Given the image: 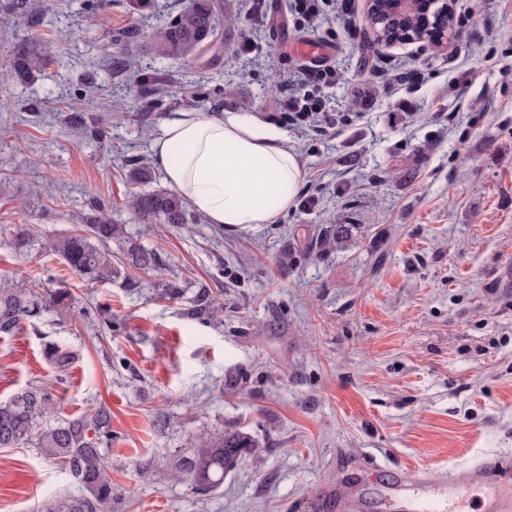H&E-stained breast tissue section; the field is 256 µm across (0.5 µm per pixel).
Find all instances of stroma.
<instances>
[{"instance_id":"35a3bbf8","label":"stroma","mask_w":512,"mask_h":512,"mask_svg":"<svg viewBox=\"0 0 512 512\" xmlns=\"http://www.w3.org/2000/svg\"><path fill=\"white\" fill-rule=\"evenodd\" d=\"M15 2L0 0L14 21L0 41L37 36L51 63L0 82V277L69 289L75 304L0 337V401L45 384L58 416L108 407L113 512H319L324 489L383 466L436 483L512 454V0H455L453 40L391 46L376 43L367 0L333 36L296 31L289 0H267L251 31L237 21L245 0H211L216 40L173 59L150 38L189 0H112L102 20L96 0ZM125 31L139 52L128 72L110 40ZM303 40L325 44L341 75L325 91L337 129L276 110ZM75 100L105 117L95 134L68 123ZM227 109L286 133L312 208L253 228L195 212L189 235L139 223L126 173L162 121ZM96 200L156 254L140 287L89 282L46 250L82 232ZM332 224L355 225L344 246L323 244ZM168 281L179 296L160 297ZM202 286L224 305L208 323L188 314ZM99 307L111 330L90 317ZM50 343L70 354L66 373L45 361ZM235 424L258 435L260 457L205 496L169 478L194 435ZM74 488L37 449L0 448V512Z\"/></svg>"}]
</instances>
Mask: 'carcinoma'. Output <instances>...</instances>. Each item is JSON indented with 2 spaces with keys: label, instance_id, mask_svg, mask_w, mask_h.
<instances>
[{
  "label": "carcinoma",
  "instance_id": "cac0c4a2",
  "mask_svg": "<svg viewBox=\"0 0 512 512\" xmlns=\"http://www.w3.org/2000/svg\"><path fill=\"white\" fill-rule=\"evenodd\" d=\"M215 34L210 0H190L189 6L154 33L150 45L163 59L188 55ZM49 64L35 38L16 42L10 53L8 78L23 83ZM127 207L144 224H171L193 232L183 199L174 191L154 190L131 193ZM94 216L86 229L75 235L50 238L45 247L59 256L77 275L90 282L110 283L120 277L112 264L110 243L123 244L126 264L134 269H155V253L131 241L122 225L116 224L106 208L93 207ZM73 307V296L58 288L41 295L8 277H0V335L15 334L25 321L48 314H60ZM217 309L207 291L198 293L192 315L204 321ZM46 361L66 372L69 357L55 344L44 348ZM55 412V401L47 386H31L0 402V448L30 444L48 460L68 470L78 492L64 493L41 504V512H112V479L108 474L106 448L112 445V413L100 406L95 410L46 424ZM261 443L240 426H227L224 432L196 436L194 448L172 462L170 477L192 489L208 494L224 484L238 462L257 457Z\"/></svg>",
  "mask_w": 512,
  "mask_h": 512
}]
</instances>
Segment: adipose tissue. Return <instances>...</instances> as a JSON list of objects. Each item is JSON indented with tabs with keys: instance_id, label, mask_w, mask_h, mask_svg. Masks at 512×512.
Segmentation results:
<instances>
[{
	"instance_id": "ef3b65f1",
	"label": "adipose tissue",
	"mask_w": 512,
	"mask_h": 512,
	"mask_svg": "<svg viewBox=\"0 0 512 512\" xmlns=\"http://www.w3.org/2000/svg\"><path fill=\"white\" fill-rule=\"evenodd\" d=\"M283 131L227 110L166 118L151 159L166 181L211 224L274 223L292 205L304 171Z\"/></svg>"
}]
</instances>
